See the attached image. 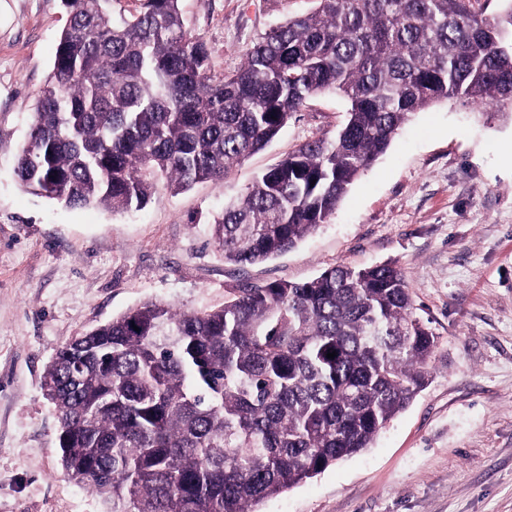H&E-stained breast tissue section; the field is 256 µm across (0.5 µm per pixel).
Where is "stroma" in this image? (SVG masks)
I'll list each match as a JSON object with an SVG mask.
<instances>
[{
    "label": "stroma",
    "instance_id": "35a3bbf8",
    "mask_svg": "<svg viewBox=\"0 0 512 512\" xmlns=\"http://www.w3.org/2000/svg\"><path fill=\"white\" fill-rule=\"evenodd\" d=\"M0 26V512H104L65 474L45 369L72 338L148 300L204 311L242 283L302 282L326 268L395 263L437 338L429 381L361 454L268 498L258 512H512V115L443 101L416 113L295 249L238 269L211 222L295 145L334 136L346 104L312 98L223 183L142 209H71L13 172L68 14L7 0ZM312 0H180L221 76Z\"/></svg>",
    "mask_w": 512,
    "mask_h": 512
}]
</instances>
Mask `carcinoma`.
<instances>
[{
    "instance_id": "carcinoma-1",
    "label": "carcinoma",
    "mask_w": 512,
    "mask_h": 512,
    "mask_svg": "<svg viewBox=\"0 0 512 512\" xmlns=\"http://www.w3.org/2000/svg\"><path fill=\"white\" fill-rule=\"evenodd\" d=\"M64 0L52 73L15 175L69 208H141L220 183L308 101L347 102L331 137L300 143L214 219L224 261L295 248L414 114L448 99L512 103V0H314L271 27L230 75L186 28L180 0ZM436 337L391 263L246 283L224 305L150 301L75 337L47 366L66 475L108 512H256L371 447L428 382ZM336 352L334 358L326 354Z\"/></svg>"
}]
</instances>
